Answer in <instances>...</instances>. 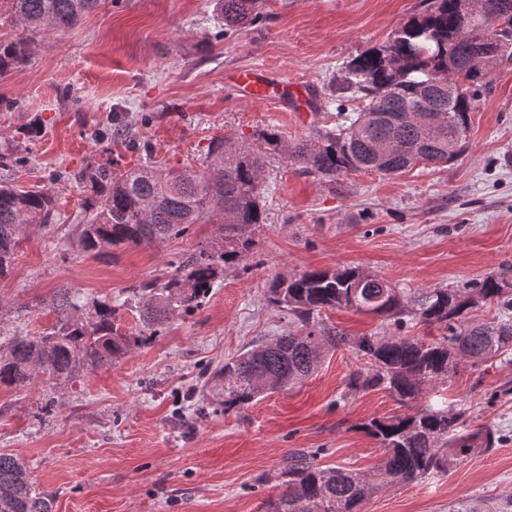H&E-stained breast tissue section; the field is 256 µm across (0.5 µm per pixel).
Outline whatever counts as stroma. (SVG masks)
Listing matches in <instances>:
<instances>
[{"instance_id":"stroma-1","label":"stroma","mask_w":512,"mask_h":512,"mask_svg":"<svg viewBox=\"0 0 512 512\" xmlns=\"http://www.w3.org/2000/svg\"><path fill=\"white\" fill-rule=\"evenodd\" d=\"M425 8V0H264L262 24L223 38L215 0H100L77 25L37 35L0 12V47L18 49L0 74V154L8 158L0 182L46 189L56 213L50 226L22 230L0 278V330L51 331L58 316L49 301L67 288L79 317L108 305L123 332L140 335L136 287L217 241L219 227L86 252L78 226L89 193L70 173L101 163L120 171L147 158L199 169L226 136L248 141L275 128L297 141L334 127L340 69ZM245 67L309 86L308 111L238 98L224 76ZM489 81L451 163L397 176L351 172L331 186L268 155L265 222L245 267L227 271L199 311L170 319L112 365L67 384L37 377L22 390L0 387V450L27 464L54 512H263L295 449L326 466L376 472L383 452L362 426L401 407L380 388L347 392L363 364L350 345L331 349L302 386L240 411H225L215 375L287 330V313L266 300L274 280L348 265L398 288H462L512 266V63ZM114 121L134 125L149 152L98 141ZM427 396L447 398L466 412L467 429L491 427L499 443L432 478L385 487L361 512H448L512 493V364L461 365Z\"/></svg>"}]
</instances>
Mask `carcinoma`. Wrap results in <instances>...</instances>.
Segmentation results:
<instances>
[{
    "mask_svg": "<svg viewBox=\"0 0 512 512\" xmlns=\"http://www.w3.org/2000/svg\"><path fill=\"white\" fill-rule=\"evenodd\" d=\"M472 0H429L425 11L394 30L386 42L345 65L336 82L340 122L333 129L287 142L275 130H261L252 145L226 136L209 152L206 170L160 169L149 162L119 173L105 166L70 175L91 193L90 216L79 225L87 252L138 246L177 237L192 224H219V239L208 249L175 263L163 279L137 288L144 328L155 334L172 317L203 306L224 272L246 260L253 247L251 228L264 223L261 201L265 157L280 153L334 185L348 172L398 175L417 164H443L463 151L470 113L489 84L492 70L512 61V0L494 4V21L474 14L463 20ZM99 0H3V7L30 33L58 31L79 21ZM224 31L266 19L260 0H217ZM453 92H448V88ZM364 106L346 111V102ZM54 200L44 189H18L0 183V277L7 274L26 224H50ZM503 275H489L464 290L433 288L414 293L394 288L357 266L311 269L276 280L269 302L285 309L297 331L251 347L224 364V411H240L274 390L266 379L292 389L317 369L329 347L346 341L325 327L322 311L351 309L403 328L416 320L439 332L432 342L377 333L353 342L364 367L346 384L357 393L383 388L409 406L428 388L445 383L457 367L500 357L512 344V290ZM495 307L487 322L469 310ZM52 304L60 314L53 331L42 336L0 332V386L21 390L37 376L52 384L69 382L87 367L112 365L140 338L120 331L116 310L102 306L91 322L73 311L66 288ZM463 413L448 402H429L408 413L374 417L363 425L383 450L376 473L342 466L325 467L317 455L293 452L283 461L281 493L266 512H359L374 493L396 483H412L445 472L448 449L466 455L474 448L495 447V431L484 427L461 433ZM54 499L36 491L27 466L16 455L0 452V512H53Z\"/></svg>",
    "mask_w": 512,
    "mask_h": 512,
    "instance_id": "cac0c4a2",
    "label": "carcinoma"
}]
</instances>
